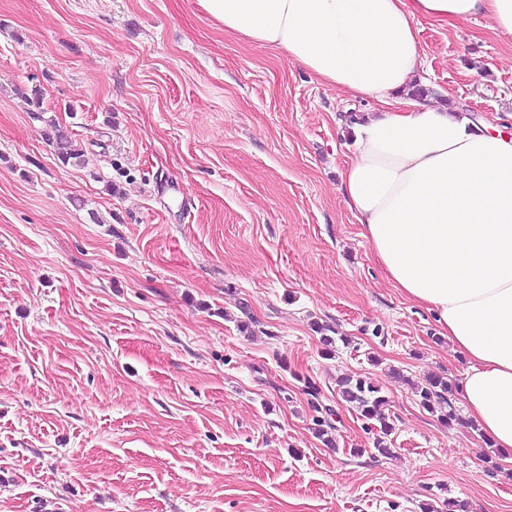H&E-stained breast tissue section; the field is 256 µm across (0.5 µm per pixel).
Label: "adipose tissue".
Returning <instances> with one entry per match:
<instances>
[{"mask_svg":"<svg viewBox=\"0 0 512 512\" xmlns=\"http://www.w3.org/2000/svg\"><path fill=\"white\" fill-rule=\"evenodd\" d=\"M198 2L240 41L380 103L355 128L345 203L388 280L467 361L456 393L471 422L512 454V132L435 102L389 108L421 65L418 19L482 15L512 40V0Z\"/></svg>","mask_w":512,"mask_h":512,"instance_id":"adipose-tissue-1","label":"adipose tissue"}]
</instances>
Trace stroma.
I'll return each instance as SVG.
<instances>
[{"label":"stroma","mask_w":512,"mask_h":512,"mask_svg":"<svg viewBox=\"0 0 512 512\" xmlns=\"http://www.w3.org/2000/svg\"><path fill=\"white\" fill-rule=\"evenodd\" d=\"M417 29L429 99L512 114L489 19ZM377 107L198 0H0V512H512L504 453L411 389L467 362L341 195ZM347 374L382 387L393 455L351 456ZM52 144L58 159L63 164H79L85 163L84 153L76 144L72 136L63 128L53 125Z\"/></svg>","instance_id":"stroma-1"}]
</instances>
